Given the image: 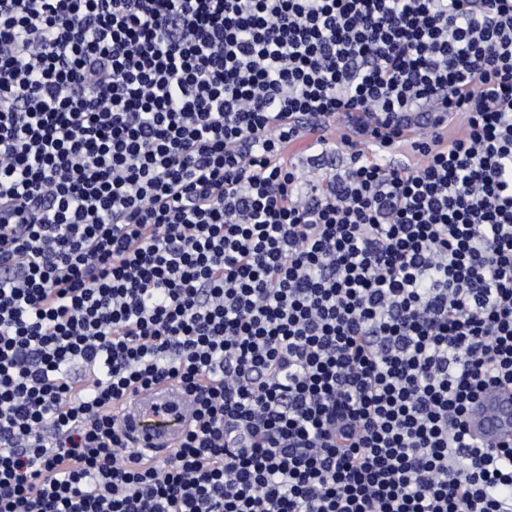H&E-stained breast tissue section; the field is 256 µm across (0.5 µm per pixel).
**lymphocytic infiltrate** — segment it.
<instances>
[{
	"mask_svg": "<svg viewBox=\"0 0 512 512\" xmlns=\"http://www.w3.org/2000/svg\"><path fill=\"white\" fill-rule=\"evenodd\" d=\"M490 386L512 0H0V512H512ZM309 140H302L294 143L288 147V156H293L295 162L298 164L299 174L304 180L317 179L324 172H328L329 169L319 170L317 166L310 161V152L308 149ZM190 418L183 392L167 382L133 393L122 413L136 449L155 461L165 459L175 447ZM471 431L489 446L512 443V395L498 387L487 388L470 406Z\"/></svg>",
	"mask_w": 512,
	"mask_h": 512,
	"instance_id": "obj_1",
	"label": "lymphocytic infiltrate"
}]
</instances>
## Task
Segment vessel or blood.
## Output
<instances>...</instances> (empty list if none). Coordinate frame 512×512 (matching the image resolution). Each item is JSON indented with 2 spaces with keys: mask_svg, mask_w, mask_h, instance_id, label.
I'll return each mask as SVG.
<instances>
[{
  "mask_svg": "<svg viewBox=\"0 0 512 512\" xmlns=\"http://www.w3.org/2000/svg\"><path fill=\"white\" fill-rule=\"evenodd\" d=\"M190 418L183 392L167 382L133 393L122 413L136 449L156 461L165 459L175 447ZM468 422L486 444H511L512 392L487 388L470 406Z\"/></svg>",
  "mask_w": 512,
  "mask_h": 512,
  "instance_id": "vessel-or-blood-1",
  "label": "vessel or blood"
}]
</instances>
